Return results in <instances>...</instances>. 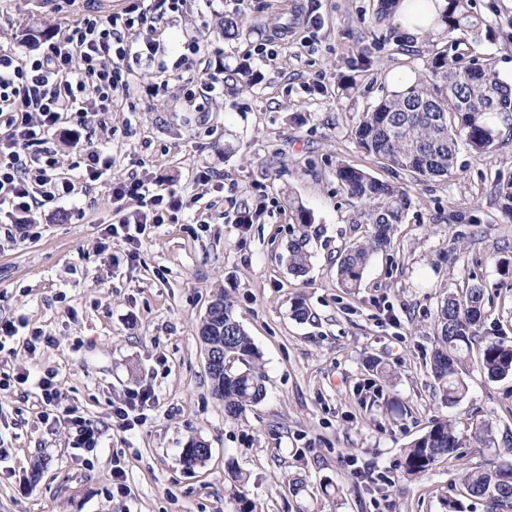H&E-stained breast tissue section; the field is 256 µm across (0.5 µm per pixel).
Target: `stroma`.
Masks as SVG:
<instances>
[{"mask_svg": "<svg viewBox=\"0 0 512 512\" xmlns=\"http://www.w3.org/2000/svg\"><path fill=\"white\" fill-rule=\"evenodd\" d=\"M376 4L288 0L283 11L277 0H183L155 34L154 57L125 58L130 90L111 111L85 113L78 133L57 130L75 180L85 173L77 134L111 154L112 169L46 204L31 238L10 239L11 222H0V319L55 339L1 351L0 372L54 373L65 404L82 408L101 435L85 464L67 421L40 420L29 388L0 390V512H240L242 495L262 512H446L450 499L487 512L465 498L460 478L491 448L471 445L459 465L414 477L403 455L445 419L466 437L487 425L500 462L512 464V378L470 368L463 400L449 407L427 371L440 302L471 284L485 292L487 331L512 344V277L502 274L512 221L492 186L496 172L512 171V147L489 158L460 147L451 178L419 182L361 152L351 134L361 113L391 91L392 74L418 73L434 51L376 25ZM471 6L488 31L466 41L469 54L511 82L512 0ZM86 7L0 0V44L39 55ZM312 13L319 25L307 23ZM233 14L242 27L228 38L220 21ZM243 65L257 74L254 86L223 80L202 93L215 67ZM342 161L404 187L410 200L391 248L372 256L353 295L336 266L366 224L336 179ZM131 177L161 180L183 201L133 258L121 237L105 236L111 186ZM300 205L314 218L303 280L283 261ZM219 293L233 301L265 374V398L235 422L212 393L199 335ZM298 301L310 319L293 318ZM373 358L392 381L372 371ZM146 387L156 398L126 428L112 409ZM196 440L210 454L189 469L182 451ZM233 469L247 474L244 486L229 478Z\"/></svg>", "mask_w": 512, "mask_h": 512, "instance_id": "stroma-1", "label": "stroma"}]
</instances>
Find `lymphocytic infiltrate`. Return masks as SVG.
I'll return each mask as SVG.
<instances>
[{
    "label": "lymphocytic infiltrate",
    "instance_id": "1",
    "mask_svg": "<svg viewBox=\"0 0 512 512\" xmlns=\"http://www.w3.org/2000/svg\"><path fill=\"white\" fill-rule=\"evenodd\" d=\"M178 2L141 0L127 18L88 10L39 56L22 58L0 49V120L8 129L0 137V206L30 214L76 193L55 148L57 128L92 109L110 111L117 93L130 88L118 60L135 45L152 55V35ZM112 194L124 206L117 224L107 225L106 231L127 228L126 240L134 248L148 225L163 223L158 204L172 210L182 206L176 195H164L135 178L117 183Z\"/></svg>",
    "mask_w": 512,
    "mask_h": 512
}]
</instances>
